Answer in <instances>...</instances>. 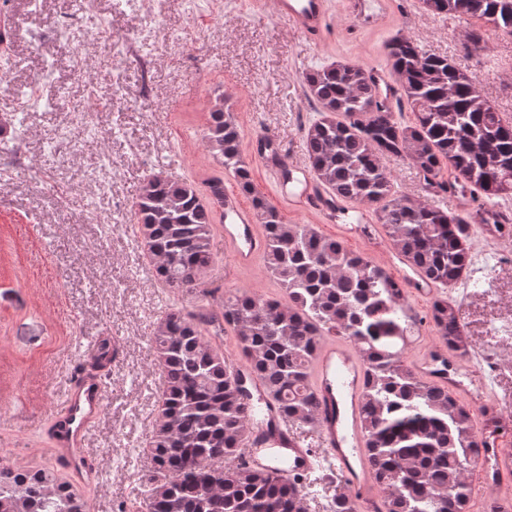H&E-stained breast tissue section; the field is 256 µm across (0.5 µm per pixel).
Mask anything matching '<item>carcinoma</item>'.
Wrapping results in <instances>:
<instances>
[{"label":"carcinoma","instance_id":"carcinoma-1","mask_svg":"<svg viewBox=\"0 0 512 512\" xmlns=\"http://www.w3.org/2000/svg\"><path fill=\"white\" fill-rule=\"evenodd\" d=\"M422 3L437 15L466 16L512 35V0ZM387 51L401 86L393 103L377 97L363 64L338 61L303 73L307 96L322 112L305 132L308 161L336 198L377 215L424 278L454 283L470 264L474 216L483 224H509L512 217L486 206L448 212L401 195L382 158L409 161L429 187L448 165L461 190L485 201L511 198L512 120L453 59L408 36L391 39ZM404 105L414 113L411 125L395 116ZM205 145L253 196L266 240L263 260L287 300L239 290L225 295L220 309L171 310L154 324L151 343L164 387L141 475L146 512H307L306 483L237 462L249 428L245 392L207 336L224 324L237 334L241 360L301 428L316 421L310 364L321 341L331 335L351 341L366 365L360 415L384 512H470L473 472L501 426L475 429L470 408L405 364L397 341L415 322L404 283L341 241L286 223L255 191L241 128L219 105L209 112ZM207 191L153 174L135 202V229L157 278L189 294L208 292L224 180L208 183ZM431 319L448 349L470 348L457 304L435 301ZM0 512H89V504L51 468L1 464Z\"/></svg>","mask_w":512,"mask_h":512}]
</instances>
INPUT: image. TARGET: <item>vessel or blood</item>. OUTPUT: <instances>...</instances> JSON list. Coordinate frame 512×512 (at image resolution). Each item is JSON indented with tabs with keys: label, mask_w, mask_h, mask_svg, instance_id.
<instances>
[{
	"label": "vessel or blood",
	"mask_w": 512,
	"mask_h": 512,
	"mask_svg": "<svg viewBox=\"0 0 512 512\" xmlns=\"http://www.w3.org/2000/svg\"><path fill=\"white\" fill-rule=\"evenodd\" d=\"M276 15L310 41H321L328 32V0H272ZM386 0H346L355 31L379 28L385 18ZM272 181L275 195L286 200L298 213H315L325 223L337 222L343 204L330 196L302 162L286 159L273 143L253 138L249 144ZM224 249L229 263L238 270L252 267L265 250V239L256 225L254 213L246 208L239 193L224 191ZM407 299H429L436 290L416 270L401 273ZM226 368L243 377L250 388L247 403L251 427L240 451L248 466L295 480L307 474L332 471L339 475L355 512H382V498L365 456V438L359 420V401L366 368L350 344L325 338L311 364V386L318 400L315 433L317 447L304 445L295 427L282 415L278 405L264 393L260 381L235 357L227 358ZM422 378L437 386L457 389L454 373L468 372L476 386L468 399L481 419L500 420L489 375L478 367L463 368L460 360L448 354L444 342L433 344L414 363ZM104 373L82 365L53 412L52 442L55 453L67 461L79 479L94 483L98 474L87 451L90 431L101 412L105 391ZM496 466L480 464L477 474L483 485L512 484V441L498 440L491 450Z\"/></svg>",
	"instance_id": "1"
}]
</instances>
